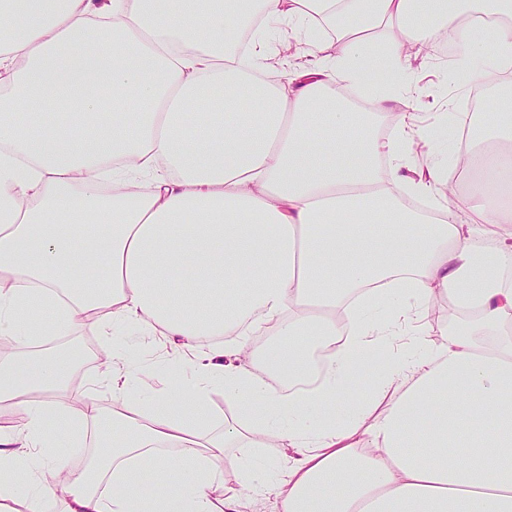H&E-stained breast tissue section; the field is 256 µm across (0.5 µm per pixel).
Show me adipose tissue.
<instances>
[{"instance_id": "obj_1", "label": "adipose tissue", "mask_w": 512, "mask_h": 512, "mask_svg": "<svg viewBox=\"0 0 512 512\" xmlns=\"http://www.w3.org/2000/svg\"><path fill=\"white\" fill-rule=\"evenodd\" d=\"M457 11L458 68L511 69L512 0H0V402L22 416L0 429V512H238L230 472L273 512H512V215L492 202L512 163L458 193L412 155L410 49ZM301 35L307 67L264 82ZM367 73L371 112L337 100ZM448 298L436 342L416 319ZM46 312L171 343L190 375L145 401L105 349L118 404L72 410ZM363 362L371 395L343 412ZM217 389L237 411L212 432ZM74 421L103 450L56 493L41 475ZM260 436L282 461L226 451Z\"/></svg>"}]
</instances>
